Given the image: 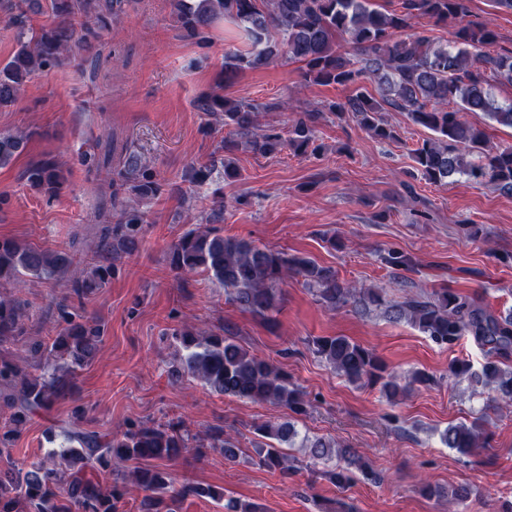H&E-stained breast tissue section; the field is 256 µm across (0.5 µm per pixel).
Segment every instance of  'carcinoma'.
<instances>
[{
  "label": "carcinoma",
  "instance_id": "1",
  "mask_svg": "<svg viewBox=\"0 0 512 512\" xmlns=\"http://www.w3.org/2000/svg\"><path fill=\"white\" fill-rule=\"evenodd\" d=\"M55 22L35 27L32 16L42 10L41 0H0L16 28L18 50L0 63V107L14 104L26 83L39 71L52 69L68 56L72 45L96 38L125 11L126 0H46ZM180 27L201 37L221 20L235 22L248 41V49L224 54V72L268 67L281 59L302 65L307 81L317 85L355 86L356 92L341 102L323 105L308 101L300 116L285 129L260 126V114L288 103L270 105L236 99L221 93L199 98L195 110L206 125L229 128L217 151L193 163L182 181L192 186L213 182L217 167L224 181L239 179L234 164L239 151L267 156L284 148L296 155L317 152V127L325 113L350 114L375 138L394 140L396 131L384 113L394 109L430 130L433 136L411 150L414 169L434 185H446L464 176L478 186L492 185L512 195V146L494 147L485 130L467 116L481 113L500 126L512 128V103L496 99L497 85L512 86V52L493 50L497 36L485 24L466 20L468 0H402L399 11H380L372 0H174ZM426 16L437 23L457 24L453 44H441L427 32L405 34L410 20ZM374 86L369 93L357 86L361 79ZM27 136L0 134V167L25 150ZM87 172L104 176L109 208L98 212L89 243L96 262L79 267L66 249L20 244L0 239V288L18 290L29 279L60 283L66 296L57 304L58 320L49 341L28 344L37 372L0 354V454L10 453L31 417L55 402L75 395V373L95 358L105 326L77 310V304L105 286L118 263L138 246L146 224L149 203L163 193L160 175L135 150L126 152L120 167L106 172L86 160ZM30 186L49 197L58 195L67 170L55 158L32 163L25 173ZM207 226L186 230L170 247V266L179 275L206 276L224 289L225 301L242 311L269 317L278 310L280 285L290 274L303 279L315 301L328 310L348 304L362 315L373 313L391 323H405L437 345H451L470 336L486 353L480 370L466 362L448 367V378L468 382L512 402V308L495 309L475 297L448 290L406 293L400 300L388 298L383 288H363L341 280L331 266L304 254H290L259 246L254 241L226 236L214 225L224 213V188L213 191ZM390 267L412 271L416 259L389 248L382 256ZM29 318L27 304L16 297L0 296V346L19 342ZM171 336L179 353L169 371L175 381L198 379L213 393L254 403L282 406L295 415L307 412L305 394L290 382L288 372L263 359L235 337L207 333L183 326ZM309 347L337 375L357 385L382 383L386 397L395 400L413 387H430L436 377L426 371L411 373L407 384L387 373L376 352L346 336H318ZM83 406L61 427L59 438L46 459L18 468L13 462L0 469V512H122L131 495L126 485L107 484L102 472L112 465L131 463L133 485L144 492L140 512H176L189 496H207L223 504L225 512H256V506L224 499V490L191 484L175 485L163 463L178 459L190 448L224 449V457L236 460L238 442L215 430L209 442L190 434L181 422L133 421L126 430L107 440L81 425ZM481 421L450 424L441 442L462 455H470L480 442ZM255 430L270 443L259 448L255 464L283 474L291 469L283 447L308 449L311 464L335 462L330 480L344 488L357 470L368 479L377 475L348 448H334L323 437L301 434L295 423L264 422Z\"/></svg>",
  "mask_w": 512,
  "mask_h": 512
}]
</instances>
